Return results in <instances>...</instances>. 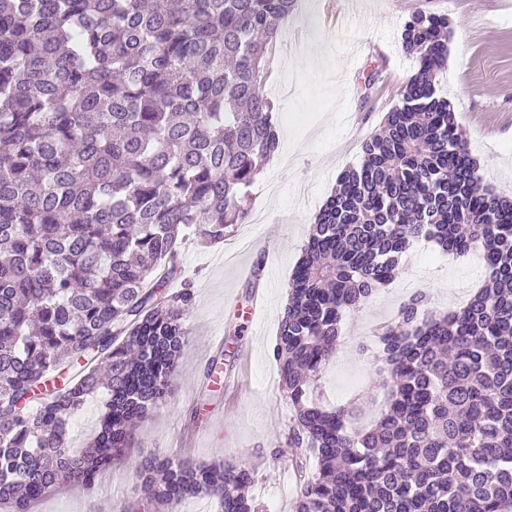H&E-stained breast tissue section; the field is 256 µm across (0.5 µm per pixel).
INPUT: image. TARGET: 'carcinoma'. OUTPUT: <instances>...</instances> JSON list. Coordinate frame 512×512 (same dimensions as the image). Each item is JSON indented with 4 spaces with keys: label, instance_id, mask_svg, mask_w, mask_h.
I'll return each mask as SVG.
<instances>
[{
    "label": "carcinoma",
    "instance_id": "obj_1",
    "mask_svg": "<svg viewBox=\"0 0 512 512\" xmlns=\"http://www.w3.org/2000/svg\"><path fill=\"white\" fill-rule=\"evenodd\" d=\"M295 0H0V504L93 487L168 390L190 294L167 295L182 231L245 223L279 149L267 54ZM448 18L415 10L400 102L341 172L289 283L273 358L309 452L295 512H512V198L482 185L437 91ZM477 254L486 285L431 315L419 293L378 329L386 397L327 404L319 375L344 320L399 274L414 242ZM84 365L43 393L48 375ZM106 394L88 447L71 417ZM153 512L204 495L259 512L253 472L155 457Z\"/></svg>",
    "mask_w": 512,
    "mask_h": 512
}]
</instances>
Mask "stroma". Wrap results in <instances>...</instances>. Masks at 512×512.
Here are the masks:
<instances>
[{"instance_id": "35a3bbf8", "label": "stroma", "mask_w": 512, "mask_h": 512, "mask_svg": "<svg viewBox=\"0 0 512 512\" xmlns=\"http://www.w3.org/2000/svg\"><path fill=\"white\" fill-rule=\"evenodd\" d=\"M420 7L447 16L453 31L438 90L459 113L482 183L512 196V0H354L333 30L330 0H296L269 51L265 91L276 108L280 147L250 189L262 223L238 225L216 244L186 234L168 284L169 292L191 294L186 342L165 399L98 484L61 487L33 512H148L136 472L155 455L252 466L262 512H295V451L285 444L292 411L272 355L288 282L312 217L400 100L415 66L400 48L401 29ZM487 276L477 256L415 243L396 279L345 320L322 375L327 400L367 405L382 397L376 330L411 295L427 293L430 311L446 313ZM257 297L262 307L250 323L246 311ZM217 357L223 369L214 383L207 374Z\"/></svg>"}]
</instances>
